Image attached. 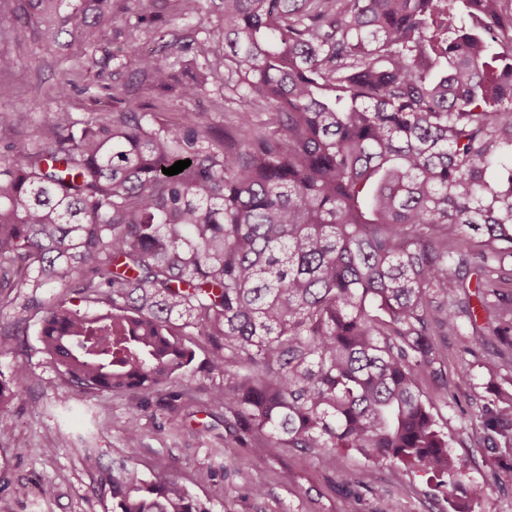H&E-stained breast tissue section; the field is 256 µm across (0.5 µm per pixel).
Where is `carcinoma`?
<instances>
[{"instance_id": "1", "label": "carcinoma", "mask_w": 512, "mask_h": 512, "mask_svg": "<svg viewBox=\"0 0 512 512\" xmlns=\"http://www.w3.org/2000/svg\"><path fill=\"white\" fill-rule=\"evenodd\" d=\"M506 0H219L224 139L197 112L155 126L134 98L111 118L55 113L0 158V302L37 301L39 342L82 391L189 394L196 349L224 375L230 448H350L436 481L456 512L461 469L419 386L442 376L434 337L497 341L485 407L512 444V10ZM120 0H0L50 47L116 23ZM126 64L167 89L162 52ZM191 160L168 176L179 160ZM477 275L475 292L468 276ZM477 304H472V300ZM28 373L0 374V406ZM112 512H213L169 474L112 469Z\"/></svg>"}]
</instances>
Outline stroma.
<instances>
[{
	"instance_id": "obj_1",
	"label": "stroma",
	"mask_w": 512,
	"mask_h": 512,
	"mask_svg": "<svg viewBox=\"0 0 512 512\" xmlns=\"http://www.w3.org/2000/svg\"><path fill=\"white\" fill-rule=\"evenodd\" d=\"M128 26L134 42L104 29L96 35L98 54H111L104 78L78 68L67 69L66 58L81 56L85 44L75 42L66 52L45 48L33 27L0 37V53L15 57L17 65L0 73V113L12 114V123L0 125V154L17 131L50 120L54 112L71 113L88 121L120 111L118 93L140 98L155 123L170 121L184 109L201 113L215 134L224 132V79L216 77L193 102L175 93L156 94L142 89L123 62L129 46L151 52L160 42L138 14H159L165 31L179 39H210L223 51L217 14L210 0H200L197 14L181 16L176 0H127ZM71 86L63 101L54 96L63 79ZM50 104L47 112L30 111L33 100ZM39 314L25 298L0 305V335L12 334L14 346L0 354V372L15 363L29 372L25 395L0 410V512H112L109 479L113 464L133 461L146 478L166 472L194 496L211 501L214 512H347L350 503L340 475L350 472L371 480L360 512H448V504L434 498L425 478L400 464L368 461L354 450L331 457L282 449L266 455L253 448L235 453L224 450V421L230 412L212 397L222 385L219 374L207 373L205 350H197L195 388L190 400L175 398L173 389L160 393H85L52 368L40 350ZM447 348L446 377L425 380L421 387L433 402V413L452 439L449 450L456 466L465 471L464 484L474 512H512V451L487 446L489 430L482 407L491 398L496 376L483 365L484 353L469 354L466 332L439 337ZM140 411L139 447L125 444L132 411ZM102 465L92 469L88 456ZM292 480L282 483L281 471ZM264 487L252 494L253 484Z\"/></svg>"
}]
</instances>
